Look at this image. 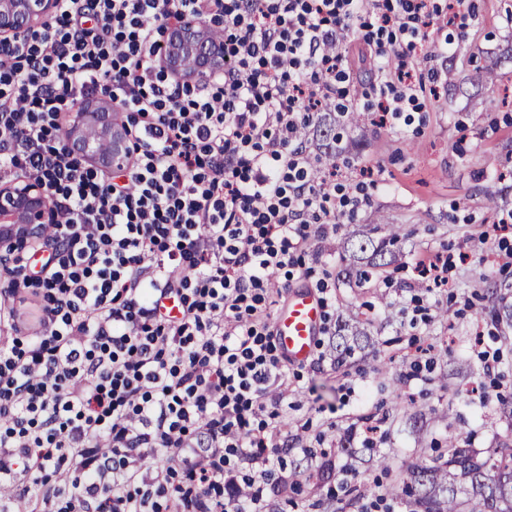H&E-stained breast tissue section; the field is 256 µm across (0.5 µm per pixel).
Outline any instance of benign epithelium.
<instances>
[{
	"label": "benign epithelium",
	"instance_id": "1",
	"mask_svg": "<svg viewBox=\"0 0 512 512\" xmlns=\"http://www.w3.org/2000/svg\"><path fill=\"white\" fill-rule=\"evenodd\" d=\"M56 11V0H0V40L40 25ZM168 51L166 71L190 81L206 79L223 67L224 44L210 24L200 22L164 32ZM116 106L107 97L88 99L76 111L65 133V143L91 167H117L131 149L130 140L116 122ZM53 222L49 190L40 183L17 180L0 186V263L24 258Z\"/></svg>",
	"mask_w": 512,
	"mask_h": 512
}]
</instances>
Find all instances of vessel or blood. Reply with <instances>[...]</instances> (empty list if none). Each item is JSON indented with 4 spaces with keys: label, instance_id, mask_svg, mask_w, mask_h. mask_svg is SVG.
I'll use <instances>...</instances> for the list:
<instances>
[{
    "label": "vessel or blood",
    "instance_id": "b4317fda",
    "mask_svg": "<svg viewBox=\"0 0 512 512\" xmlns=\"http://www.w3.org/2000/svg\"><path fill=\"white\" fill-rule=\"evenodd\" d=\"M324 308L319 294L301 284L281 305L273 320L276 345L287 362L308 361L322 331Z\"/></svg>",
    "mask_w": 512,
    "mask_h": 512
}]
</instances>
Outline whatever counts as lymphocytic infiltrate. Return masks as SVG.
<instances>
[{
  "label": "lymphocytic infiltrate",
  "instance_id": "1",
  "mask_svg": "<svg viewBox=\"0 0 512 512\" xmlns=\"http://www.w3.org/2000/svg\"><path fill=\"white\" fill-rule=\"evenodd\" d=\"M464 0H57L0 49V183L46 184L56 223L0 296V488L13 512H266L291 477L267 312L294 278L329 294L320 241L369 201L308 128L373 75L383 125L447 79ZM214 24L224 70L167 75L162 30ZM106 96L125 165L90 171L63 130ZM39 326L19 335L24 311ZM165 460L142 461L156 450Z\"/></svg>",
  "mask_w": 512,
  "mask_h": 512
}]
</instances>
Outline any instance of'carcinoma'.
Returning a JSON list of instances; mask_svg holds the SVG:
<instances>
[{"label":"carcinoma","mask_w":512,"mask_h":512,"mask_svg":"<svg viewBox=\"0 0 512 512\" xmlns=\"http://www.w3.org/2000/svg\"><path fill=\"white\" fill-rule=\"evenodd\" d=\"M379 237L361 234L347 243L348 278L368 279L396 259L390 249L400 235L397 224H379ZM336 363L343 366L355 349L364 348L367 331L359 324L336 328ZM405 494L411 512H512V443L481 457L469 448L453 447L448 458L419 460L409 471Z\"/></svg>","instance_id":"obj_1"}]
</instances>
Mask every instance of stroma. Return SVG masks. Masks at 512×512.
Wrapping results in <instances>:
<instances>
[{
  "mask_svg": "<svg viewBox=\"0 0 512 512\" xmlns=\"http://www.w3.org/2000/svg\"><path fill=\"white\" fill-rule=\"evenodd\" d=\"M473 7L466 29L447 31L455 52L443 61L440 97L410 123L355 128L339 144L345 183L368 167L378 187L326 241L323 265L339 271L343 241L363 224H398L407 238L382 276L336 286L319 339L324 363L286 366L283 462L296 486L271 496L269 512L336 510L349 487L368 512H408L386 492L411 463L454 445L483 452L512 440L502 412L512 400V332L490 317L512 304V229L471 242L512 215V35L504 31L512 0ZM433 253L448 260V287L427 288L414 273ZM343 318L369 322L370 339L339 369L332 333ZM369 424L378 431L366 444Z\"/></svg>",
  "mask_w": 512,
  "mask_h": 512,
  "instance_id": "1",
  "label": "stroma"
}]
</instances>
